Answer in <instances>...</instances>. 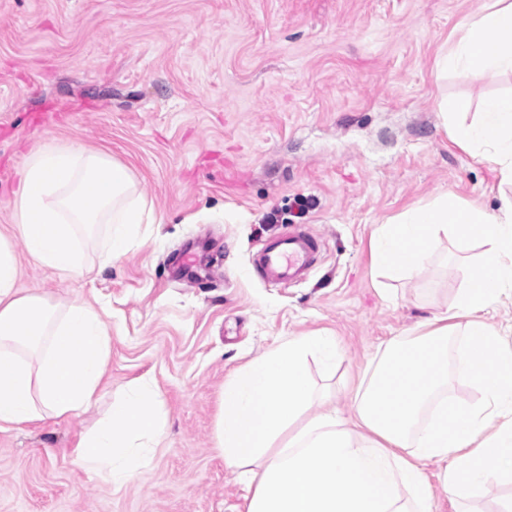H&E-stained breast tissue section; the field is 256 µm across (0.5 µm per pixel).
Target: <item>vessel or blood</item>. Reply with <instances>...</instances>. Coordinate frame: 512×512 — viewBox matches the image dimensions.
Here are the masks:
<instances>
[{"mask_svg": "<svg viewBox=\"0 0 512 512\" xmlns=\"http://www.w3.org/2000/svg\"><path fill=\"white\" fill-rule=\"evenodd\" d=\"M318 250V235L300 227L263 247L254 266L267 282L289 283L305 276L312 268Z\"/></svg>", "mask_w": 512, "mask_h": 512, "instance_id": "1", "label": "vessel or blood"}]
</instances>
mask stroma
I'll list each match as a JSON object with an SVG mask.
<instances>
[{
  "label": "stroma",
  "mask_w": 512,
  "mask_h": 512,
  "mask_svg": "<svg viewBox=\"0 0 512 512\" xmlns=\"http://www.w3.org/2000/svg\"><path fill=\"white\" fill-rule=\"evenodd\" d=\"M490 0H0V234L23 292L104 307L112 348L78 417L0 430V512H244L248 489L216 446L225 380L271 345L335 336L309 364L322 403L355 416L380 346L452 306L479 246L438 241L416 275L374 266L377 225L448 192L495 209L504 186L446 130L438 102L473 110L512 76L452 72L436 55ZM80 143L132 169L157 221L103 270L65 279L23 254L12 222L26 154ZM304 224L321 236L302 281L252 259ZM154 381L167 432L115 487L72 461L136 378Z\"/></svg>",
  "instance_id": "1"
}]
</instances>
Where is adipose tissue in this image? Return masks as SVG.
<instances>
[{
	"label": "adipose tissue",
	"instance_id": "ef3b65f1",
	"mask_svg": "<svg viewBox=\"0 0 512 512\" xmlns=\"http://www.w3.org/2000/svg\"><path fill=\"white\" fill-rule=\"evenodd\" d=\"M436 76L457 70L512 75V0L458 25ZM438 108L453 135L512 183V94L487 100L477 118L464 97ZM496 211L443 194L380 225L371 246L389 272L421 269L441 237L478 242V264L459 268L452 308L425 332L389 340L358 387L357 419L335 409L309 415L314 399L306 362L340 353L335 337L297 336L268 348L224 383L217 446L226 468L243 470L252 493L246 512H433L424 472L443 463V485L467 503L491 483L512 482V346L482 313L512 297V196ZM112 347L103 309L83 301L22 293L10 241L0 236V428L85 413L99 395ZM456 359L479 389L459 402L448 394ZM166 431L159 394L146 379L112 401V415L74 448L81 468L113 486L147 467Z\"/></svg>",
	"mask_w": 512,
	"mask_h": 512
}]
</instances>
